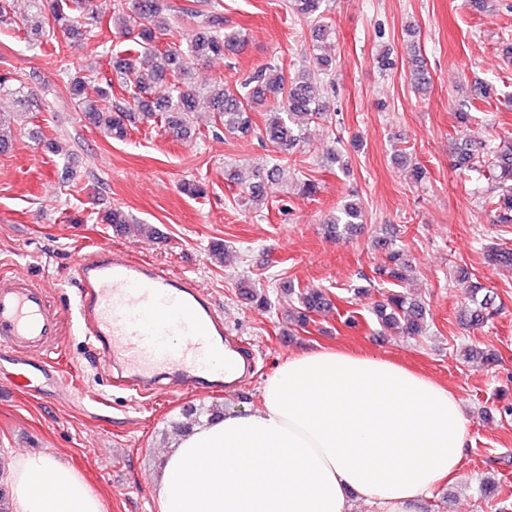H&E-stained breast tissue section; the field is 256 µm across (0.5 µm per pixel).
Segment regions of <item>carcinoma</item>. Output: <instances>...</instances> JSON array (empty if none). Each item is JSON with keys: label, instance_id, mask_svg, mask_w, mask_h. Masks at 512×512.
<instances>
[{"label": "carcinoma", "instance_id": "1", "mask_svg": "<svg viewBox=\"0 0 512 512\" xmlns=\"http://www.w3.org/2000/svg\"><path fill=\"white\" fill-rule=\"evenodd\" d=\"M164 0H126L125 6L113 12L112 28L123 38L126 48L112 59L111 72L92 69L87 74L77 73L69 78V89L85 119L93 127L115 138H124L128 127L138 124L161 123L165 132L176 139L191 140L196 135L191 127V117L200 103H206L212 112L214 132L226 131L243 136L253 132L251 114L267 108V119L259 135L275 151L288 155L305 143L304 125L328 114L326 102L319 98V89L329 82L335 67L333 59L321 54L313 55L312 65L286 76L273 67L256 71L245 80L230 85L223 79H214L208 87H199L193 81L198 65L217 55H235L245 42L238 31L224 26V15L217 11L202 12L197 0L169 6L172 17L159 20ZM326 0H293L295 14L303 18L320 17ZM181 16L200 17L202 24L191 35L183 34L176 24ZM32 24L24 30L56 45L63 52L57 36L67 39L95 38L98 24L94 0H29ZM166 84V93L160 100H153L156 87ZM126 92L128 98L112 103L114 85ZM93 86L95 96L89 97L88 86ZM16 95L24 107V114L31 113L35 94L11 70H0V93ZM455 166L463 171L488 168L493 193L483 199L490 208L496 223H512V146L506 151L489 149L480 142L463 139L456 145ZM287 166L274 163L254 170L251 181L243 192L247 199L256 202L264 199L269 186L283 182ZM103 221L117 230L152 237L157 234L149 224H134L125 211L113 208L103 215ZM363 222V208L353 199L345 202L339 214L326 224V233L332 238L352 234ZM375 247L384 251L377 271L391 280L393 288L382 294L373 306L377 322L385 328H396L407 336H420L426 331L424 304L403 291L411 270L408 255L388 238H379ZM239 295L247 303L265 308L269 300L249 280L238 285ZM281 291L297 294V303L288 314L289 321L305 328L316 315L332 308L319 288H295L283 283ZM495 299L491 290L478 284L471 291L470 305L465 324L480 329L493 317ZM224 414V404L214 402L205 406H188L182 410V420L174 423L178 433L189 431L199 423L201 416L211 419Z\"/></svg>", "mask_w": 512, "mask_h": 512}]
</instances>
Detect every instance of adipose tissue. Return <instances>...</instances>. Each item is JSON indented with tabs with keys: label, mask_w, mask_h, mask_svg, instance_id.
Returning <instances> with one entry per match:
<instances>
[{
	"label": "adipose tissue",
	"mask_w": 512,
	"mask_h": 512,
	"mask_svg": "<svg viewBox=\"0 0 512 512\" xmlns=\"http://www.w3.org/2000/svg\"><path fill=\"white\" fill-rule=\"evenodd\" d=\"M260 408L179 438L159 512H418L457 476L468 420L457 396L393 360L318 348L267 377ZM47 476L54 493L35 484ZM12 512H103L80 474L48 454L11 476Z\"/></svg>",
	"instance_id": "obj_1"
}]
</instances>
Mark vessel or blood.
I'll use <instances>...</instances> for the list:
<instances>
[{
    "instance_id": "1",
    "label": "vessel or blood",
    "mask_w": 512,
    "mask_h": 512,
    "mask_svg": "<svg viewBox=\"0 0 512 512\" xmlns=\"http://www.w3.org/2000/svg\"><path fill=\"white\" fill-rule=\"evenodd\" d=\"M75 280L82 334L115 385L178 398L229 375L212 361L232 345L224 312L192 278L97 245L77 257ZM61 333L62 315L49 307L44 286L0 275V361L12 366L14 387L69 391L63 361L38 355L59 345Z\"/></svg>"
}]
</instances>
